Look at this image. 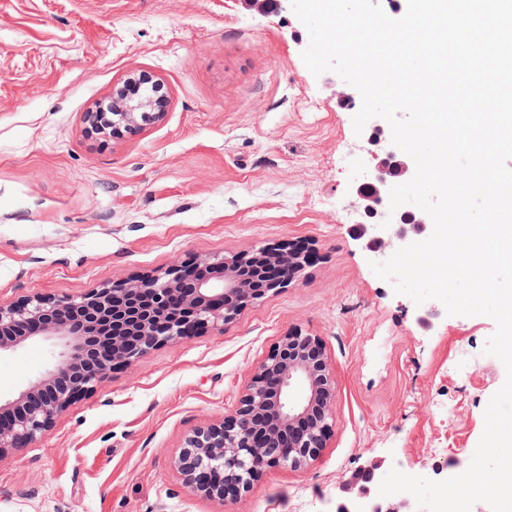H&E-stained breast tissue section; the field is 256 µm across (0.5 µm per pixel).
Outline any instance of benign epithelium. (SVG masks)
Wrapping results in <instances>:
<instances>
[{
    "label": "benign epithelium",
    "instance_id": "1",
    "mask_svg": "<svg viewBox=\"0 0 512 512\" xmlns=\"http://www.w3.org/2000/svg\"><path fill=\"white\" fill-rule=\"evenodd\" d=\"M262 14L288 11L291 0H242ZM123 85L112 91V134L160 120L158 101ZM378 162L365 191L356 188L365 221L354 237L380 256L432 233L428 214L389 213V191L415 173L413 159L393 145L376 117L366 124ZM389 226H383L385 221ZM316 254L301 244L269 245L187 267L175 263L138 281L114 280L79 297L35 296L0 303V355L26 343L49 344L52 357L39 378L9 399L0 398V458L33 442L55 418L93 390L111 370L130 367L170 341L222 329L249 305L292 283ZM336 382L321 341L301 331L284 336L257 366L235 407L217 423L188 434L176 465L189 486L228 505L242 501L262 469H300L319 454L335 419ZM381 462L361 466L345 485L352 506L336 512H416L411 500L386 503L378 493Z\"/></svg>",
    "mask_w": 512,
    "mask_h": 512
}]
</instances>
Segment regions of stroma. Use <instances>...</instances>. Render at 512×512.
<instances>
[{"label":"stroma","instance_id":"stroma-1","mask_svg":"<svg viewBox=\"0 0 512 512\" xmlns=\"http://www.w3.org/2000/svg\"><path fill=\"white\" fill-rule=\"evenodd\" d=\"M294 12L242 0H0V302L80 296L173 262L308 242L322 256L220 331L111 371L30 445L0 458V512H225L174 460L220 420L288 332L319 337L333 432L306 468L265 470L245 512H336L367 459L411 474L467 469L506 379L484 315L415 303L353 237L375 161L337 74L313 75ZM160 80L164 119L89 134L83 117L131 69ZM50 351L0 355V396Z\"/></svg>","mask_w":512,"mask_h":512}]
</instances>
